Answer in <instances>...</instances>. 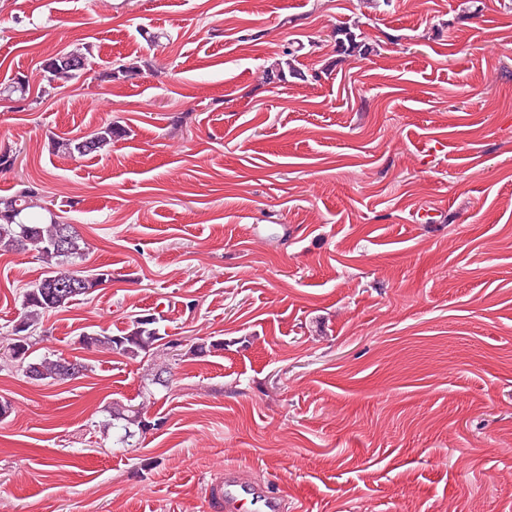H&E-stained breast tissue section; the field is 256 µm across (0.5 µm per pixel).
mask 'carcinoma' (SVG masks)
<instances>
[{
    "instance_id": "1",
    "label": "carcinoma",
    "mask_w": 512,
    "mask_h": 512,
    "mask_svg": "<svg viewBox=\"0 0 512 512\" xmlns=\"http://www.w3.org/2000/svg\"><path fill=\"white\" fill-rule=\"evenodd\" d=\"M336 34L337 50L352 54L361 52V43L351 30L338 29ZM87 57L81 49L58 53L43 61L42 71L47 83L55 80H72L80 77L86 70ZM121 130L108 123L91 135L77 139L57 142V148L73 157H86L96 154L112 144L119 137ZM37 190L27 186L14 195L0 199V246L17 251L33 250L49 265V271L43 278L26 289L22 305L24 314L12 328V335L22 337V352H14L11 357L24 364V372L33 380L51 379L67 382L78 378L87 370V366L77 360L70 362L64 358H44L39 362L27 361L30 345V330L39 324L43 315L68 306L77 297H86L96 291L102 284L103 267L93 274L71 268L74 262L83 257L88 250V243L76 228L54 215L44 223L34 213ZM156 318L147 316L135 321L134 328L121 335L105 332L82 336L86 348L100 351H118L129 357H137L149 351L159 340L154 327ZM112 417L124 421L123 429L136 425L148 426L143 413L125 408L112 411Z\"/></svg>"
}]
</instances>
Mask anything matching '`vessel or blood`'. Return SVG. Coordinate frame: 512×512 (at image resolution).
I'll list each match as a JSON object with an SVG mask.
<instances>
[{
  "instance_id": "b4317fda",
  "label": "vessel or blood",
  "mask_w": 512,
  "mask_h": 512,
  "mask_svg": "<svg viewBox=\"0 0 512 512\" xmlns=\"http://www.w3.org/2000/svg\"><path fill=\"white\" fill-rule=\"evenodd\" d=\"M210 501L222 505L224 512H287V496L274 492L234 466L206 487Z\"/></svg>"
}]
</instances>
